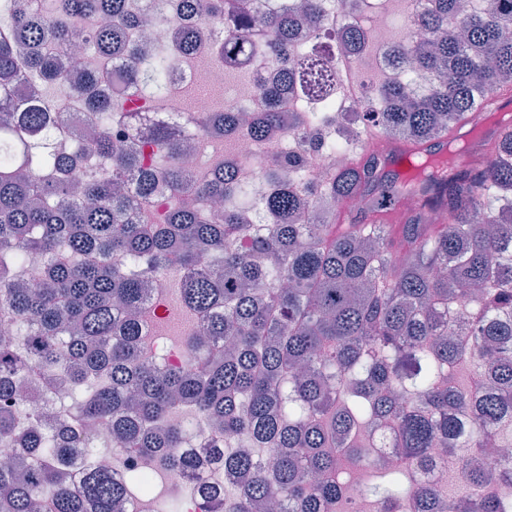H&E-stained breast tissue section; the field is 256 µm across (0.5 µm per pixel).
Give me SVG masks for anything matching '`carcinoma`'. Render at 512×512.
<instances>
[{"label": "carcinoma", "instance_id": "cac0c4a2", "mask_svg": "<svg viewBox=\"0 0 512 512\" xmlns=\"http://www.w3.org/2000/svg\"><path fill=\"white\" fill-rule=\"evenodd\" d=\"M369 0H180L224 34L208 54L234 62L263 56L288 69V82L259 83L265 108L239 125L229 105L203 121L264 143L280 128L274 103L288 91L301 100L297 121L323 120L317 102L340 95L318 41L325 21L345 2ZM144 0H0V303L32 336L0 341V397L39 373L69 385L77 431L59 439L30 416L24 399L0 414V440L40 459L23 470L0 465V512H117L133 497L130 482L86 449L74 484L77 438L112 420L111 448H134L157 467L190 478L199 459L186 451L203 417L224 435L211 461L224 469L230 501L200 490L201 512H262L274 491L281 512H355L343 465L369 473L362 481L376 512H512L497 488L512 486V459L488 460L512 447V128L484 132L478 147L491 166L474 171L449 156L425 160L411 176L386 170L390 152L378 141L429 150L494 94H512V0H410L423 47L410 36L394 43L400 74L378 84L381 110L336 119L329 143L349 157L315 188L330 205L326 223L304 221L308 201L297 190L304 160H273L243 190L224 154L198 182L180 162L183 146L155 129L150 164L144 148L114 142L110 125L135 126L126 98L91 94L95 150L104 165L78 182L67 142L52 134L64 118L42 111L47 89L95 87L103 75L73 73L69 60L85 41L123 63L121 81L162 92L159 68L198 51L196 35L175 33L150 50L133 39L148 12ZM267 29L272 39L259 37ZM343 41L361 55V28ZM26 81L22 101L10 90ZM160 183L168 189L164 224L139 215ZM220 199L210 212L184 200ZM355 196L366 199L353 209ZM405 197L408 223L386 224ZM32 253L47 261L28 279L8 260ZM404 262L391 265V256ZM180 272L179 302L190 319L181 335L193 370L139 359L138 312L150 282ZM458 457L464 490L411 481L435 445ZM262 448L272 462L259 461ZM391 448V469L366 454Z\"/></svg>", "mask_w": 512, "mask_h": 512}]
</instances>
